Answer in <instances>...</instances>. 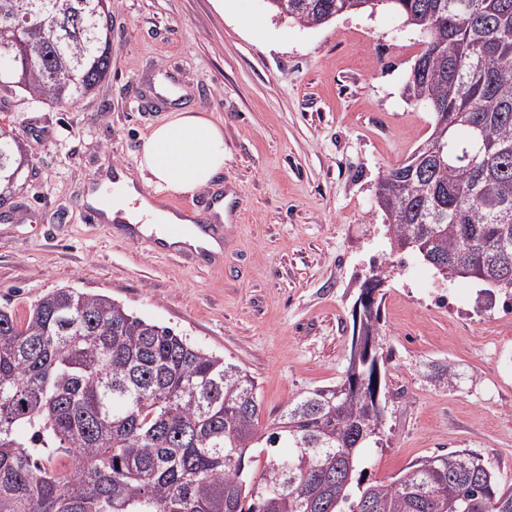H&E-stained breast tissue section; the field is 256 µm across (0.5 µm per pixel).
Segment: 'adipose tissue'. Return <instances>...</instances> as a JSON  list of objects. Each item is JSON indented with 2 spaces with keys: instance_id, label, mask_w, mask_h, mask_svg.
Wrapping results in <instances>:
<instances>
[{
  "instance_id": "adipose-tissue-1",
  "label": "adipose tissue",
  "mask_w": 512,
  "mask_h": 512,
  "mask_svg": "<svg viewBox=\"0 0 512 512\" xmlns=\"http://www.w3.org/2000/svg\"><path fill=\"white\" fill-rule=\"evenodd\" d=\"M224 168V128L212 116L191 108L169 112L142 140L135 167H117L103 179L117 195L104 212L107 223L138 225L141 234L157 235L174 250L204 248L221 254L220 240L193 231V211L169 209L173 195L194 197L213 187ZM167 224L187 225L180 237L163 234Z\"/></svg>"
}]
</instances>
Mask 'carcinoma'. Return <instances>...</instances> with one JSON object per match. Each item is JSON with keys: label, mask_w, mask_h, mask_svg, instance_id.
Instances as JSON below:
<instances>
[{"label": "carcinoma", "mask_w": 512, "mask_h": 512, "mask_svg": "<svg viewBox=\"0 0 512 512\" xmlns=\"http://www.w3.org/2000/svg\"><path fill=\"white\" fill-rule=\"evenodd\" d=\"M265 2L304 26L383 4L420 33L406 90L434 122L379 178L391 248L512 296V0ZM112 4L0 0V91L90 96L112 70ZM27 166L0 128V208ZM360 371L366 382L309 391L262 432L252 375L110 296L66 287L23 319L0 308V512H512V490L466 449L362 485L386 405L382 379Z\"/></svg>", "instance_id": "carcinoma-1"}]
</instances>
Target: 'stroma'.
I'll use <instances>...</instances> for the list:
<instances>
[{
    "label": "stroma",
    "instance_id": "1",
    "mask_svg": "<svg viewBox=\"0 0 512 512\" xmlns=\"http://www.w3.org/2000/svg\"><path fill=\"white\" fill-rule=\"evenodd\" d=\"M421 50L418 31L384 6L305 27L264 0L223 11L216 0H116L112 72L90 97L0 99V126L33 169L0 217V307L22 315L68 286L110 296L246 369L264 431L289 402L345 379L361 285L392 263L379 324L387 408L367 482L467 449L512 488V366L498 358L512 352V306L475 311L478 283L392 252L377 205L382 172L431 132L432 112L405 93ZM165 75L185 106L224 125L215 182L231 199L212 261L190 264L85 219L87 188L134 167L164 116L148 89ZM434 364L455 368V388L426 378Z\"/></svg>",
    "mask_w": 512,
    "mask_h": 512
}]
</instances>
